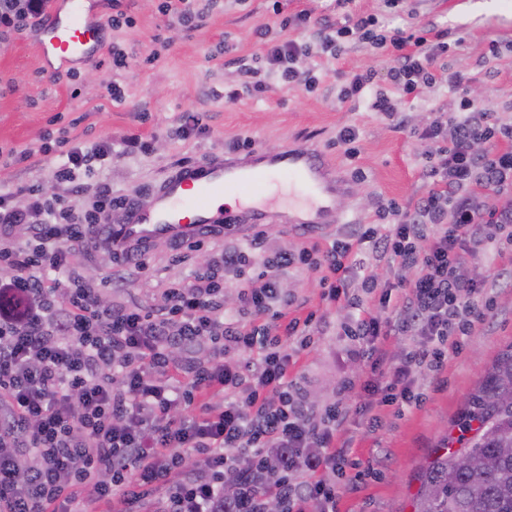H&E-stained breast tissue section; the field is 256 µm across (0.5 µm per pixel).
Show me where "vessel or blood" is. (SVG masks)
Instances as JSON below:
<instances>
[{
  "mask_svg": "<svg viewBox=\"0 0 512 512\" xmlns=\"http://www.w3.org/2000/svg\"><path fill=\"white\" fill-rule=\"evenodd\" d=\"M92 0H66L38 26L45 73L71 63L88 64L102 51V24L91 18ZM347 190L339 169L315 148L287 147L275 154L255 148L242 157L216 155L185 165L153 195L131 202L117 227L120 241L150 243L202 231L242 233L273 219L306 230L341 223L337 200ZM229 196L235 207L216 201Z\"/></svg>",
  "mask_w": 512,
  "mask_h": 512,
  "instance_id": "b4317fda",
  "label": "vessel or blood"
}]
</instances>
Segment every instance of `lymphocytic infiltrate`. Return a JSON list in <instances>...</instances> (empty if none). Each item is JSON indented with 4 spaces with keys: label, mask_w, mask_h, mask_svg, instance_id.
<instances>
[{
    "label": "lymphocytic infiltrate",
    "mask_w": 512,
    "mask_h": 512,
    "mask_svg": "<svg viewBox=\"0 0 512 512\" xmlns=\"http://www.w3.org/2000/svg\"><path fill=\"white\" fill-rule=\"evenodd\" d=\"M47 2L0 0V38L33 29ZM271 2L281 35L256 29L264 66L246 69L248 92L265 93L272 77L311 90L318 79L305 59L336 60L354 45L380 51L389 92L369 67L338 72V97L408 129L423 149L425 192L378 206L376 223L324 248L270 252L267 230L254 229L149 304L102 302L75 265L101 245L116 283L146 266L145 247L102 221L110 187L88 209L41 199L34 185L24 206L1 193L0 512H83L88 502L107 512H269L273 502L280 512H337L342 495L378 474L373 461L353 470V429L374 435L386 408L420 407L419 371L442 370L483 325L492 300L464 269L512 254V206L493 201L512 190V125L469 98L459 73L448 78L457 111L409 125L399 97L439 82L448 52V32L433 21L390 28L335 0L346 11L339 24ZM41 153L57 157L55 180L79 195L112 142L86 147L63 133ZM366 248L393 262L392 277L367 272ZM290 269L319 274L323 306L341 314L346 358L364 366L320 406L300 395L295 368L324 318L289 316ZM228 273L242 279L231 308ZM392 336L409 348L391 351Z\"/></svg>",
    "instance_id": "lymphocytic-infiltrate-1"
}]
</instances>
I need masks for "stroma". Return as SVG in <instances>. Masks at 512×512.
I'll return each instance as SVG.
<instances>
[{
	"label": "stroma",
	"mask_w": 512,
	"mask_h": 512,
	"mask_svg": "<svg viewBox=\"0 0 512 512\" xmlns=\"http://www.w3.org/2000/svg\"><path fill=\"white\" fill-rule=\"evenodd\" d=\"M162 0H122L131 26L108 30L107 41L117 42L129 57L123 70L112 68L109 53L98 62L80 66L76 77H47L37 54L35 36L26 31L0 39V190L20 185L54 188L53 165L38 150L46 132L67 128L70 135L90 145L111 138L112 157L102 165L98 181L112 189L113 197L149 196L174 169L210 155L226 152L234 141L248 137L267 151L284 146H311L323 152L343 172L362 168L367 178L352 181L341 198L346 214L342 224H329L309 233L294 226L270 227L273 246L299 247L304 242L328 245L349 232L352 225L374 219L378 204L390 199L414 200L426 188L422 150L408 132L390 127L366 107L337 101L335 69L350 71L373 64L370 52L354 49L336 62L314 56L305 65L319 78L314 90L287 87L269 81L260 97L243 93L244 67H258L261 46L255 28L274 21L268 0H218L201 28L178 30L160 10ZM420 13L447 28L451 46L448 65L469 79V93L503 122L512 123V0H421ZM171 38L158 50L157 38ZM498 55H490V43ZM226 52H219V45ZM120 86L122 100H113L112 86ZM237 99H227L230 90ZM459 95L447 84L423 88L419 98L405 99L401 107L413 124H423L439 112L458 109ZM200 112L207 134L184 138L178 130L182 117ZM354 127L361 153L348 160L336 145V136ZM138 136L146 149L124 151L122 141ZM33 152L31 161L11 162L10 151ZM224 246L223 239L207 240L187 261L176 259L169 242L151 244L147 268L133 273L122 287L108 289L113 272L109 255L93 251L78 256L84 274L105 287L106 299L128 303L150 302L167 282L185 279L191 269L209 260ZM488 294L494 301L484 324L461 353L451 355L437 374H421L424 404L404 415H387L386 426L375 435L358 436L353 458L366 462L382 457L380 475L343 495L339 512H413L419 488L417 473L452 424L495 356L512 346V278L488 272ZM336 312H328L319 344L304 352L296 374L312 402L327 400L346 373L361 372V364L346 362L345 340L336 334Z\"/></svg>",
	"instance_id": "35a3bbf8"
}]
</instances>
